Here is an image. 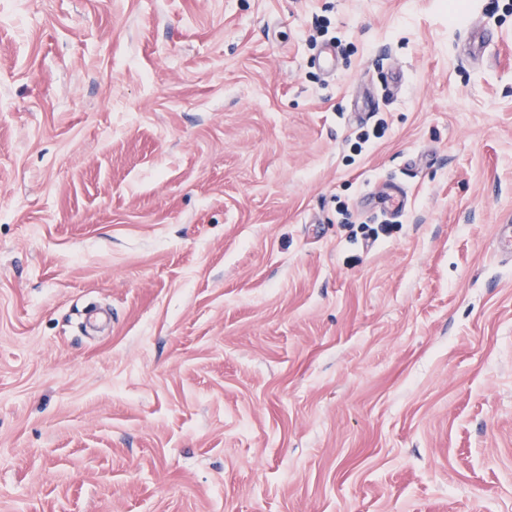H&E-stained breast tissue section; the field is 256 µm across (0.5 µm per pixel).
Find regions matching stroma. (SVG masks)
<instances>
[{"instance_id":"obj_1","label":"stroma","mask_w":512,"mask_h":512,"mask_svg":"<svg viewBox=\"0 0 512 512\" xmlns=\"http://www.w3.org/2000/svg\"><path fill=\"white\" fill-rule=\"evenodd\" d=\"M503 224L512 0H0V512H512ZM406 193L399 181L389 180L383 184L382 196L375 199L374 208L390 215H398L405 209Z\"/></svg>"}]
</instances>
